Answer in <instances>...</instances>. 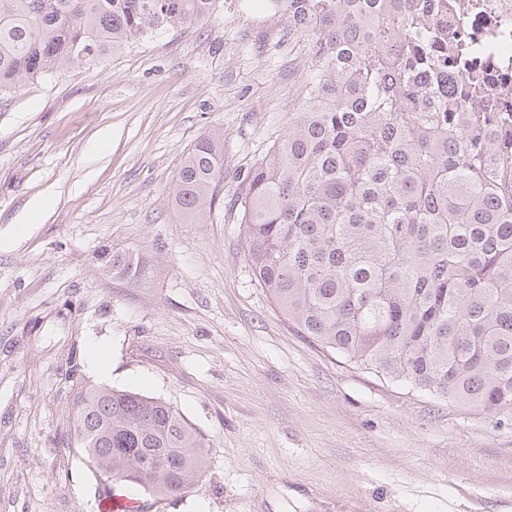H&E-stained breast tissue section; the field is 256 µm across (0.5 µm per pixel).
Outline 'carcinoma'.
<instances>
[{
	"label": "carcinoma",
	"instance_id": "carcinoma-1",
	"mask_svg": "<svg viewBox=\"0 0 512 512\" xmlns=\"http://www.w3.org/2000/svg\"><path fill=\"white\" fill-rule=\"evenodd\" d=\"M216 0H0V92L95 65L147 37L191 33ZM464 0H288L310 66L288 132L238 198L257 283L288 322L382 377L469 415L512 423V116L449 36ZM220 134L185 155L175 203L212 205ZM138 283L150 262L105 249ZM74 444L107 496L156 499L204 470L203 436L169 403L82 384Z\"/></svg>",
	"mask_w": 512,
	"mask_h": 512
}]
</instances>
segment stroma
<instances>
[{
    "label": "stroma",
    "instance_id": "35a3bbf8",
    "mask_svg": "<svg viewBox=\"0 0 512 512\" xmlns=\"http://www.w3.org/2000/svg\"><path fill=\"white\" fill-rule=\"evenodd\" d=\"M308 65L303 37L218 0L196 32L0 93V512H100L77 383L160 398L205 438L202 475L149 512H512V427L302 336L252 274L236 200ZM214 132L224 181L196 224L175 181ZM108 246L153 276L106 273Z\"/></svg>",
    "mask_w": 512,
    "mask_h": 512
}]
</instances>
